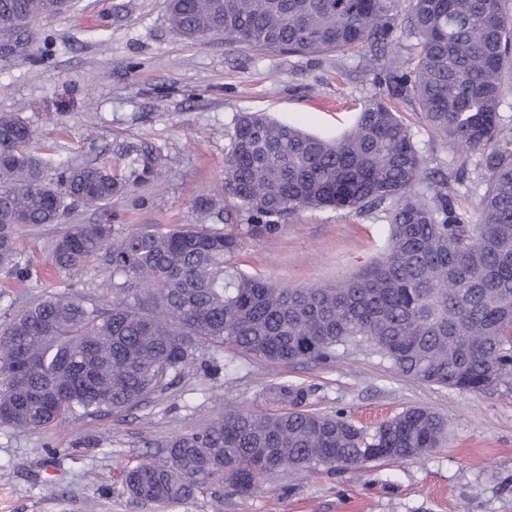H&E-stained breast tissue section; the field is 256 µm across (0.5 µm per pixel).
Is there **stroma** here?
Here are the masks:
<instances>
[{"mask_svg": "<svg viewBox=\"0 0 512 512\" xmlns=\"http://www.w3.org/2000/svg\"><path fill=\"white\" fill-rule=\"evenodd\" d=\"M33 65L0 58V113L20 117L33 149L56 169L83 164L112 170L125 185L113 199L112 226L126 235L141 224L223 222L197 206L223 200L224 156L235 117L266 112L305 131L348 129L367 98L381 92L376 51L290 56L252 51L211 37L190 41L169 24L167 0H72L47 19ZM437 180L455 206L475 212L483 192L474 160L455 158L418 108L393 98ZM101 209L72 204L63 224L22 227L16 274L0 268V324L49 294L100 304L119 294L101 257L80 271L51 265L64 224L102 221ZM235 266L248 275L299 287L353 276L383 252L388 221L380 212L310 209L273 235L240 225ZM198 364L139 408L71 418L39 432L0 423V512H158L130 497L127 469L163 455L175 435L206 427L225 402L269 405V383L309 390L308 409L343 411L373 426L409 406L428 407L448 425L445 441L405 462H377L341 473L318 470L273 477L247 497L204 492L167 512H512V384L481 394L405 377L371 352L351 348L334 362L285 366L225 347L199 351Z\"/></svg>", "mask_w": 512, "mask_h": 512, "instance_id": "obj_1", "label": "stroma"}]
</instances>
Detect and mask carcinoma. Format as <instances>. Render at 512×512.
Listing matches in <instances>:
<instances>
[{
    "instance_id": "obj_1",
    "label": "carcinoma",
    "mask_w": 512,
    "mask_h": 512,
    "mask_svg": "<svg viewBox=\"0 0 512 512\" xmlns=\"http://www.w3.org/2000/svg\"><path fill=\"white\" fill-rule=\"evenodd\" d=\"M56 0H0V42L36 62L40 22ZM171 26L188 39L221 36L256 51L343 53L399 41L391 0H170ZM417 39L381 67L387 93L365 100L352 125L320 137L261 113L241 112L227 133L224 188L250 229L273 233L301 209L382 208L385 252L334 285L283 286L228 263L233 231L142 224L117 237L101 224H68L52 261L77 270L106 254L133 302L100 305L46 295L0 326V422L32 432L69 415L119 413L167 388L203 347L226 345L275 364L328 362L339 347H365L418 382L480 393L512 381V128L499 114L512 79V15L503 0H409ZM414 103L458 157H476L484 191L477 219L432 182L410 128L388 102ZM33 132L0 114V268L20 272L16 234L60 224L69 203L107 206L124 184L100 167L49 177ZM279 411L224 404L207 427L172 438L161 462L126 471L129 493L186 503L209 486L247 495L267 479L320 467L407 461L436 448L446 422L409 407L373 430L342 412L303 409L305 386L268 387Z\"/></svg>"
}]
</instances>
